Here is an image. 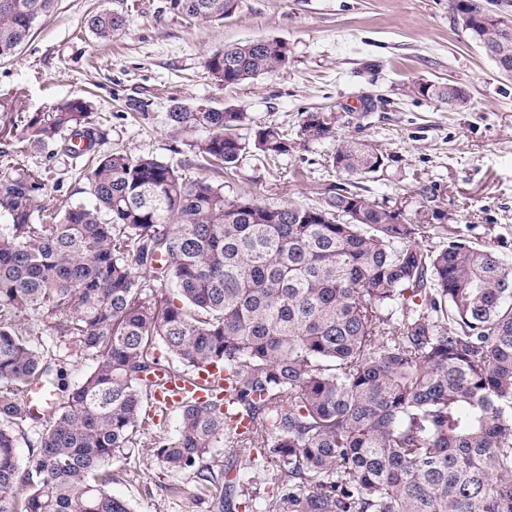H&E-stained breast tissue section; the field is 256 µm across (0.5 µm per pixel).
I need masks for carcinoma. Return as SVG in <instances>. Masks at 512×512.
I'll return each mask as SVG.
<instances>
[{
	"instance_id": "carcinoma-1",
	"label": "carcinoma",
	"mask_w": 512,
	"mask_h": 512,
	"mask_svg": "<svg viewBox=\"0 0 512 512\" xmlns=\"http://www.w3.org/2000/svg\"><path fill=\"white\" fill-rule=\"evenodd\" d=\"M56 0H0V61L10 59ZM238 0H166L191 22L231 16ZM478 17L481 0H452ZM127 14L86 15L101 41ZM495 64L512 66V32L468 28ZM210 54L224 87L288 62L269 40ZM417 93L448 105V84ZM89 104L74 98L29 120L0 110V139L51 142L85 155L101 139ZM177 131L230 176L247 160L276 161L335 136L332 115L307 112L286 132L243 112L178 103ZM388 156L339 140L326 163L348 176ZM88 204L38 205L42 176L10 158L0 176V512H133L108 486L109 463L151 430L145 417L160 368L191 378L216 368L228 397L185 400L172 435L157 424L151 456L202 487L216 452L248 467L276 466L285 512H512V263L343 186L315 207L224 195L206 176L124 150L88 159ZM40 315L66 354L27 338ZM87 362L74 383L70 357ZM48 392L37 418L31 383ZM247 420L243 429L231 415ZM32 446L20 462V441ZM26 489L21 500L13 492Z\"/></svg>"
}]
</instances>
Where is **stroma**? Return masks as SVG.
I'll list each match as a JSON object with an SVG mask.
<instances>
[{
    "label": "stroma",
    "mask_w": 512,
    "mask_h": 512,
    "mask_svg": "<svg viewBox=\"0 0 512 512\" xmlns=\"http://www.w3.org/2000/svg\"><path fill=\"white\" fill-rule=\"evenodd\" d=\"M124 5L126 28L96 40L84 28L87 13ZM287 42L288 62L235 88L219 85L204 61L224 45L255 38ZM454 81L470 103L452 112L419 95L418 83ZM378 100L360 109L362 96ZM84 97L104 150L152 156L194 174L202 160L191 136L174 130L167 114L177 103L232 106L256 125L288 130L305 113L335 118V137L295 148L277 163L252 160L224 182L226 196L265 204L314 205L341 176L324 160L340 138L369 140L388 154L387 165L351 176L358 191L399 210L405 222L439 226L512 261V80L501 76L458 24L451 0H239L234 15L187 25L165 0H57L28 42L0 62V101L23 116L53 111ZM147 102L135 122L127 100ZM45 187L39 200L53 209L86 202V160L29 151ZM138 448L111 468L113 496L134 512H244L243 496L260 512H283L270 475L248 472L241 494L223 484L206 488L167 471L149 449ZM181 486L170 493V484Z\"/></svg>",
    "instance_id": "stroma-1"
}]
</instances>
